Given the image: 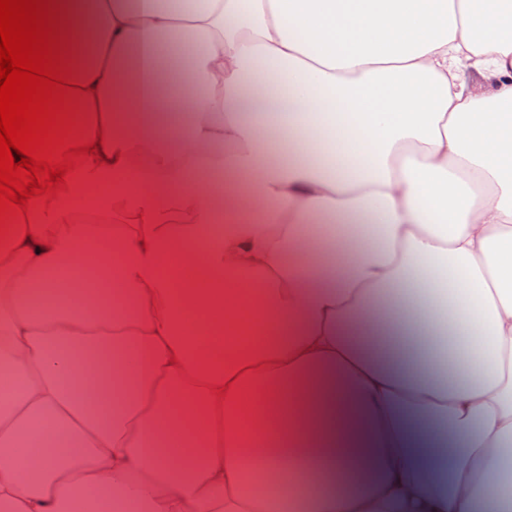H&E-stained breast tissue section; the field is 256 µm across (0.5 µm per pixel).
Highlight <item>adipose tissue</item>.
Wrapping results in <instances>:
<instances>
[{"mask_svg": "<svg viewBox=\"0 0 512 512\" xmlns=\"http://www.w3.org/2000/svg\"><path fill=\"white\" fill-rule=\"evenodd\" d=\"M63 2L104 142L0 240V512H512V0Z\"/></svg>", "mask_w": 512, "mask_h": 512, "instance_id": "1", "label": "adipose tissue"}]
</instances>
